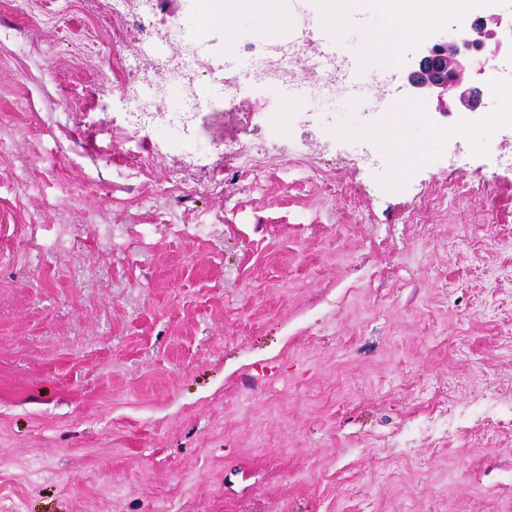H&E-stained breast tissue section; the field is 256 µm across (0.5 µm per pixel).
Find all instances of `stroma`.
<instances>
[{"label":"stroma","instance_id":"obj_1","mask_svg":"<svg viewBox=\"0 0 512 512\" xmlns=\"http://www.w3.org/2000/svg\"><path fill=\"white\" fill-rule=\"evenodd\" d=\"M153 3L146 32L0 0V512H512V119L488 127L512 82L477 77L452 158L423 145L456 111L398 132L400 162L354 97L314 117L287 93L243 129L266 76L225 69V44L337 43L358 74L383 16L338 38ZM175 14L215 70L197 126L247 141L259 176L157 114L130 137L126 88L171 109L197 85L157 63L186 52L160 40ZM420 44L392 45L375 98L412 100ZM199 168L223 187L181 193Z\"/></svg>","mask_w":512,"mask_h":512}]
</instances>
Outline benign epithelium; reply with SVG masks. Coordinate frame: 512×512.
Listing matches in <instances>:
<instances>
[{
  "label": "benign epithelium",
  "instance_id": "obj_1",
  "mask_svg": "<svg viewBox=\"0 0 512 512\" xmlns=\"http://www.w3.org/2000/svg\"><path fill=\"white\" fill-rule=\"evenodd\" d=\"M501 23L494 13L475 14L467 19L464 34L453 41H425L407 75L412 94L436 103V111L445 114L453 106L468 114L478 111L483 90L474 76L482 72L480 57H495L502 51V42L495 39Z\"/></svg>",
  "mask_w": 512,
  "mask_h": 512
}]
</instances>
